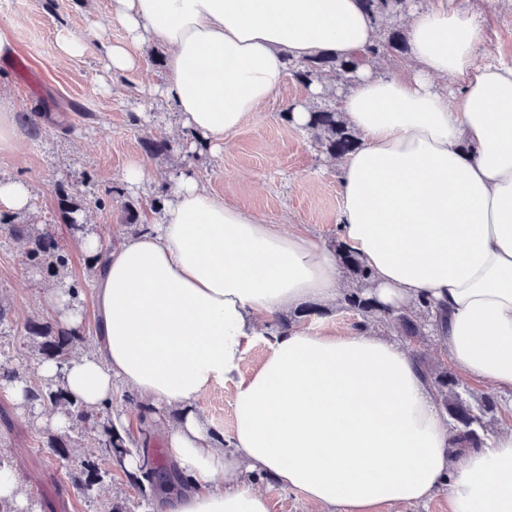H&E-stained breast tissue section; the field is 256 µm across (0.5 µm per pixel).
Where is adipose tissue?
<instances>
[{
	"instance_id": "obj_1",
	"label": "adipose tissue",
	"mask_w": 512,
	"mask_h": 512,
	"mask_svg": "<svg viewBox=\"0 0 512 512\" xmlns=\"http://www.w3.org/2000/svg\"><path fill=\"white\" fill-rule=\"evenodd\" d=\"M111 20L126 37L108 46L107 68L136 69L137 47L162 44L180 126L215 151L280 89L288 60L351 55L379 32L357 0H112ZM407 38L408 64L363 67L338 101L359 140L341 167L338 245L371 271L382 306L442 313L455 371L512 391V67L477 65L481 22L457 0L414 15ZM336 247L180 175L161 223L126 237L97 273L95 351L36 374L63 376L90 407L119 385L139 396L187 479L165 512H270L268 479L323 512L443 490L448 512H512V430L452 464L448 422L403 342L270 330L342 295ZM259 340L266 355L247 368ZM226 384L225 444L192 406Z\"/></svg>"
}]
</instances>
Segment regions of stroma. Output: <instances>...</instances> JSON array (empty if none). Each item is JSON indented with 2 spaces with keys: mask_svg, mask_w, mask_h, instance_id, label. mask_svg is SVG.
Wrapping results in <instances>:
<instances>
[{
  "mask_svg": "<svg viewBox=\"0 0 512 512\" xmlns=\"http://www.w3.org/2000/svg\"><path fill=\"white\" fill-rule=\"evenodd\" d=\"M485 28L479 63L512 65V0H462ZM111 0H0V36L12 47L0 56V105L16 115L13 149L0 151V178L15 177L31 186V208L15 214L17 224L52 225L71 263L64 283L79 280L78 303L83 330H96L94 276L78 238L60 210L62 192L85 199L80 220L105 243L121 241L134 226L155 224L161 212L153 206L160 189L181 173L225 203L260 217L268 224H300L313 235L335 242L340 213L339 161L318 152L308 132L283 117L293 103L314 100L308 88L287 77L272 99L224 141L221 151L197 146L179 131L176 115L162 96L160 46L141 47L140 68L112 73L105 51L123 40L124 31L110 21ZM88 38L79 57L64 58L66 36ZM39 118L31 130L28 116ZM169 141L170 153L151 154L148 141ZM143 163L149 177L127 185L123 171ZM48 280L27 269L22 248L0 230V302L9 310L0 326V346L27 355L24 326L46 316L42 296ZM209 429L230 437L234 425V388L218 386L195 405ZM53 408L26 412L0 384V456L9 461L25 494L28 512H98L96 500L83 495L70 476L75 459L98 457L93 440L80 430L70 433L69 458L46 447Z\"/></svg>",
  "mask_w": 512,
  "mask_h": 512,
  "instance_id": "35a3bbf8",
  "label": "stroma"
}]
</instances>
